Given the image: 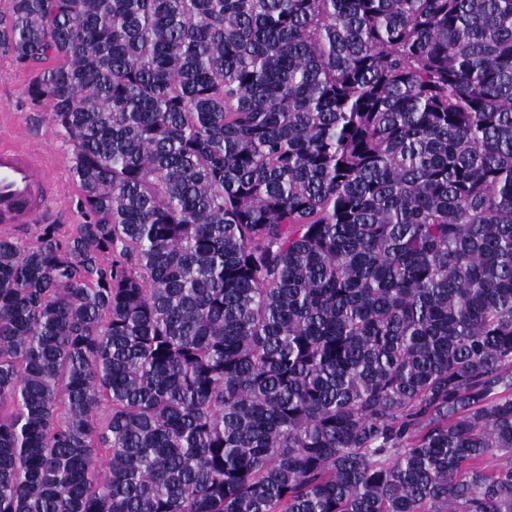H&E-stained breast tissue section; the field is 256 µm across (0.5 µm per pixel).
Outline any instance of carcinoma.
<instances>
[{
  "label": "carcinoma",
  "instance_id": "1",
  "mask_svg": "<svg viewBox=\"0 0 512 512\" xmlns=\"http://www.w3.org/2000/svg\"><path fill=\"white\" fill-rule=\"evenodd\" d=\"M0 44L86 214L0 235V512H512V0H11Z\"/></svg>",
  "mask_w": 512,
  "mask_h": 512
}]
</instances>
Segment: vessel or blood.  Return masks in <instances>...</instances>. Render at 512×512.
<instances>
[{
	"label": "vessel or blood",
	"mask_w": 512,
	"mask_h": 512,
	"mask_svg": "<svg viewBox=\"0 0 512 512\" xmlns=\"http://www.w3.org/2000/svg\"><path fill=\"white\" fill-rule=\"evenodd\" d=\"M54 192L39 148L0 146V230L44 220Z\"/></svg>",
	"instance_id": "obj_1"
}]
</instances>
